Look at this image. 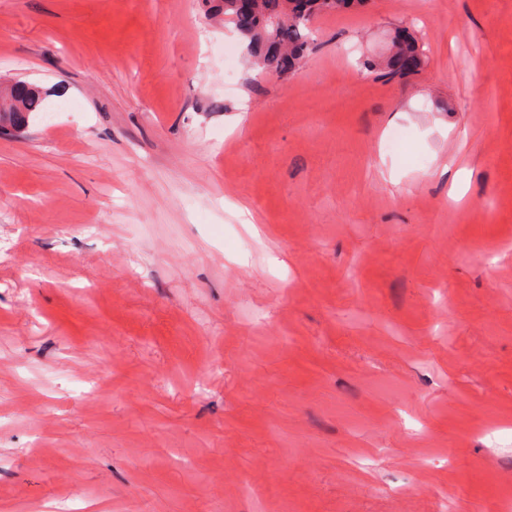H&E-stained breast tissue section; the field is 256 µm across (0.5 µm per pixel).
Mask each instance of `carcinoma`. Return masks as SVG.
Wrapping results in <instances>:
<instances>
[{
	"label": "carcinoma",
	"instance_id": "1",
	"mask_svg": "<svg viewBox=\"0 0 512 512\" xmlns=\"http://www.w3.org/2000/svg\"><path fill=\"white\" fill-rule=\"evenodd\" d=\"M296 0H254L251 13L235 9L236 0H221V13L248 41L250 50L265 72L289 73L298 68L313 52L315 45L308 32L311 18L333 12L354 0H307L308 11L301 13ZM395 53L381 76L391 79L405 68L401 61L416 56V43L405 39L394 42ZM46 97L40 89L23 81L0 77V125L22 132L37 113L45 110Z\"/></svg>",
	"mask_w": 512,
	"mask_h": 512
}]
</instances>
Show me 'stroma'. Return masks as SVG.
Instances as JSON below:
<instances>
[{
    "label": "stroma",
    "instance_id": "1",
    "mask_svg": "<svg viewBox=\"0 0 512 512\" xmlns=\"http://www.w3.org/2000/svg\"><path fill=\"white\" fill-rule=\"evenodd\" d=\"M200 4L0 0L49 94L0 132V512H499L512 0L321 14L282 76ZM394 47L396 48L395 53L389 58L386 64L387 70L381 73L382 78L391 79L396 75L401 74L406 70L400 62L408 57L416 58V43L412 39H405L402 41H395Z\"/></svg>",
    "mask_w": 512,
    "mask_h": 512
}]
</instances>
